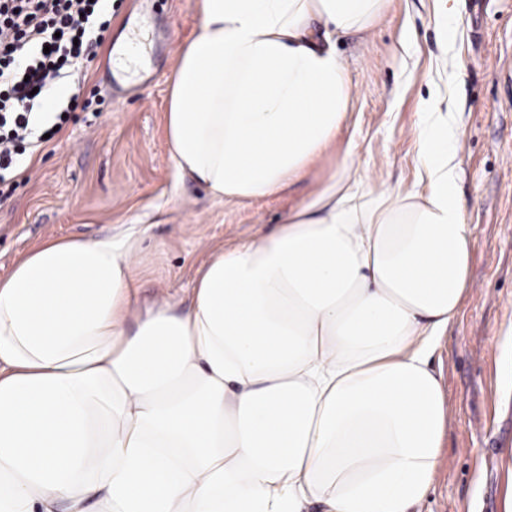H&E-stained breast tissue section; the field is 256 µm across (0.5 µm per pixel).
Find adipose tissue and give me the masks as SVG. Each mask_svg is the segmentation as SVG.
Wrapping results in <instances>:
<instances>
[{
    "label": "adipose tissue",
    "instance_id": "obj_1",
    "mask_svg": "<svg viewBox=\"0 0 512 512\" xmlns=\"http://www.w3.org/2000/svg\"><path fill=\"white\" fill-rule=\"evenodd\" d=\"M384 3L199 0L166 112L179 174L226 202L300 179L349 111L336 36ZM416 135L420 188L346 156L274 231L210 250L181 313L139 307L137 233L22 258L0 280V512H409L473 246L438 99Z\"/></svg>",
    "mask_w": 512,
    "mask_h": 512
}]
</instances>
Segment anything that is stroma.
<instances>
[{
	"mask_svg": "<svg viewBox=\"0 0 512 512\" xmlns=\"http://www.w3.org/2000/svg\"><path fill=\"white\" fill-rule=\"evenodd\" d=\"M198 0H112L91 63L65 78L85 110L0 185V278L44 239L137 226L141 303L186 307L207 248L275 229L346 153L393 188H419L416 126L431 89L460 137L457 193L473 231L472 288L430 359L449 405L433 489L410 512H505L512 498V0H386L371 31L337 35L353 87L336 144L299 181L226 203L178 174L165 112ZM448 9L453 28L433 24Z\"/></svg>",
	"mask_w": 512,
	"mask_h": 512,
	"instance_id": "1",
	"label": "stroma"
}]
</instances>
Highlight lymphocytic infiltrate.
<instances>
[{"label": "lymphocytic infiltrate", "instance_id": "lymphocytic-infiltrate-1", "mask_svg": "<svg viewBox=\"0 0 512 512\" xmlns=\"http://www.w3.org/2000/svg\"><path fill=\"white\" fill-rule=\"evenodd\" d=\"M102 0H0V183L15 175L55 82L83 66L108 27Z\"/></svg>", "mask_w": 512, "mask_h": 512}]
</instances>
